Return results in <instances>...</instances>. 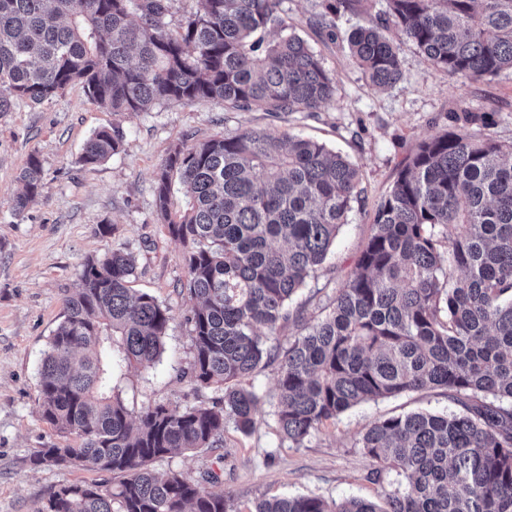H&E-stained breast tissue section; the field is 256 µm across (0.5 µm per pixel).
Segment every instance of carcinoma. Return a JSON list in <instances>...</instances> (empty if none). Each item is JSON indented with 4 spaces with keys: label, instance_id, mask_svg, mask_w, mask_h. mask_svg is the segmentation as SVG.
<instances>
[{
    "label": "carcinoma",
    "instance_id": "carcinoma-1",
    "mask_svg": "<svg viewBox=\"0 0 512 512\" xmlns=\"http://www.w3.org/2000/svg\"><path fill=\"white\" fill-rule=\"evenodd\" d=\"M170 0H0V113L41 104L73 83L113 113L171 102L226 111L319 112L333 75L281 13V0H198L177 33ZM321 0L316 23L359 24L350 57L378 89L403 80L392 33L451 77L512 71V0ZM419 141L380 200L356 267L326 313L290 316L288 302L318 277L353 203L361 172L297 135L245 130L177 145L159 167L155 208L182 246L196 303L189 378L221 396L183 410L163 403L138 416L112 386L124 367L160 361L172 315L132 288L133 252L87 259L63 298L64 319L39 367L40 411L67 443L37 450L35 467L81 466L112 480L62 485L37 512H236L208 490L219 476L157 472L182 452L224 447V427L255 425L260 396L245 379L277 361L275 417L299 448L361 403L427 389L459 409L379 418L358 444L376 476L405 487L385 506L348 498H264L250 512H512V143L484 132V113H452ZM114 128L92 133L79 163L119 153ZM24 212L44 183L30 157L20 173ZM190 198L171 211L173 180ZM296 333L283 348L280 330Z\"/></svg>",
    "mask_w": 512,
    "mask_h": 512
}]
</instances>
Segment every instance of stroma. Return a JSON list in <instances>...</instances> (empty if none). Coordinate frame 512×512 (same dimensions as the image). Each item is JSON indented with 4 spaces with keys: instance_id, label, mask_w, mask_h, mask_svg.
Returning a JSON list of instances; mask_svg holds the SVG:
<instances>
[{
    "instance_id": "stroma-1",
    "label": "stroma",
    "mask_w": 512,
    "mask_h": 512,
    "mask_svg": "<svg viewBox=\"0 0 512 512\" xmlns=\"http://www.w3.org/2000/svg\"><path fill=\"white\" fill-rule=\"evenodd\" d=\"M282 9L336 78L335 96L322 111L273 117L227 112L210 103H171L150 112L115 114L75 84L48 102L18 100L11 111L0 113V512H37L51 488L105 478L83 468L30 465L38 449L63 442L40 415L38 370L63 319L64 295L76 287L87 258L117 249L133 251L136 289L155 296L173 315L160 362L129 369L120 381L128 408L137 413L163 403L182 409L214 396L210 390L195 391L180 375L191 360L186 317L193 301L183 289L181 247L165 233L155 212V173L184 137L198 143L247 129L292 133L322 141L359 165L362 201L349 213L318 280L310 281L291 304L307 317L318 315L350 275L373 212L399 164L418 141L442 131L447 113H491L492 135L512 143V72L477 82L452 78L403 40L405 81L378 91L352 63L346 44L328 40L317 27L320 0H283ZM102 127L120 130V152L96 166H81L85 142ZM33 155L41 162L44 190L18 215L13 197ZM102 224L111 225V233H99ZM251 383L261 397L251 434L229 424L223 447L176 454L154 464L160 471L195 477L207 470L220 474L217 488L236 512H251L258 499L276 496L381 501L397 487L398 478L390 472L372 480L376 463L358 446L364 427L380 417L456 409L442 389L366 402L327 422L296 448L277 432L276 365L255 373Z\"/></svg>"
}]
</instances>
